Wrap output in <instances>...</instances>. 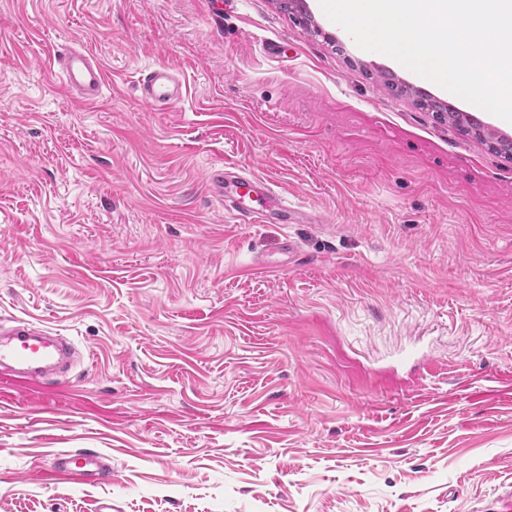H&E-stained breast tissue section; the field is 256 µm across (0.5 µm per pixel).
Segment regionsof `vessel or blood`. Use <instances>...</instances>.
Masks as SVG:
<instances>
[{
    "instance_id": "obj_1",
    "label": "vessel or blood",
    "mask_w": 512,
    "mask_h": 512,
    "mask_svg": "<svg viewBox=\"0 0 512 512\" xmlns=\"http://www.w3.org/2000/svg\"><path fill=\"white\" fill-rule=\"evenodd\" d=\"M63 87L76 101L98 102L106 87L102 66L85 52L65 47L55 55ZM137 90L143 102L167 106L181 97V87L169 67L157 65L141 74ZM208 186L239 224H316L320 217L288 203L268 180L250 176L234 166L217 165L208 174ZM76 348L66 337L53 335L45 325L17 318L0 327V375L40 384L68 371ZM103 456L90 451L65 452L49 466V478L81 480L108 471Z\"/></svg>"
}]
</instances>
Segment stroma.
<instances>
[{
	"mask_svg": "<svg viewBox=\"0 0 512 512\" xmlns=\"http://www.w3.org/2000/svg\"><path fill=\"white\" fill-rule=\"evenodd\" d=\"M303 9L0 0V320L79 353L0 382V512H484L512 484V161ZM64 45L99 103L50 69ZM161 64L166 108L136 89ZM219 161L323 223H233ZM77 449L111 479L45 477ZM63 87L76 101L84 104L98 102L104 94L106 78L102 66L85 52L71 47L55 54ZM137 90L143 102L151 106H167L181 97V87L165 65L147 69L138 79Z\"/></svg>",
	"mask_w": 512,
	"mask_h": 512,
	"instance_id": "stroma-1",
	"label": "stroma"
}]
</instances>
